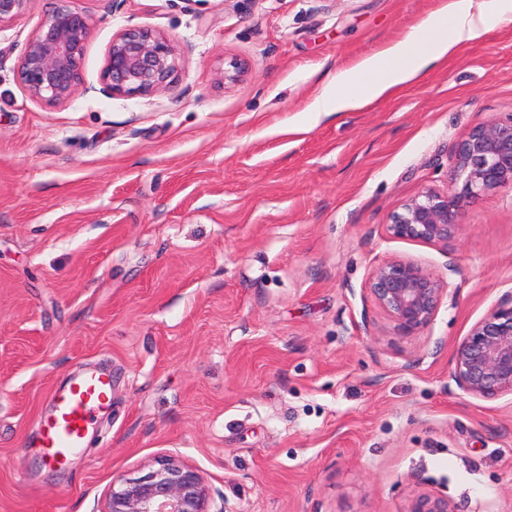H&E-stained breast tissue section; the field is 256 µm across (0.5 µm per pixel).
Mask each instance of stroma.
I'll use <instances>...</instances> for the list:
<instances>
[{
  "mask_svg": "<svg viewBox=\"0 0 512 512\" xmlns=\"http://www.w3.org/2000/svg\"><path fill=\"white\" fill-rule=\"evenodd\" d=\"M443 2L74 0L85 89L52 106L15 73L51 0L0 31V512H102L113 480L164 456L223 512H408L425 492L512 512V397L448 376L512 292V188L468 199L447 247L385 231L451 187L466 133L512 117V24L391 98L311 109ZM129 27L173 42L171 87L102 93ZM394 257L450 283L411 341L365 288ZM88 367L111 373L112 412L51 464L49 393Z\"/></svg>",
  "mask_w": 512,
  "mask_h": 512,
  "instance_id": "obj_1",
  "label": "stroma"
}]
</instances>
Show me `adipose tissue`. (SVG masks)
I'll use <instances>...</instances> for the list:
<instances>
[{
	"label": "adipose tissue",
	"instance_id": "obj_1",
	"mask_svg": "<svg viewBox=\"0 0 512 512\" xmlns=\"http://www.w3.org/2000/svg\"><path fill=\"white\" fill-rule=\"evenodd\" d=\"M512 13V0H446L402 41L340 71L316 98V112H345L389 97L404 84L479 39L492 20Z\"/></svg>",
	"mask_w": 512,
	"mask_h": 512
}]
</instances>
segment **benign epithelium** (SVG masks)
<instances>
[{"label": "benign epithelium", "mask_w": 512, "mask_h": 512, "mask_svg": "<svg viewBox=\"0 0 512 512\" xmlns=\"http://www.w3.org/2000/svg\"><path fill=\"white\" fill-rule=\"evenodd\" d=\"M28 0H0V29L24 10ZM91 36L87 16L54 0L16 64L27 93L59 104L83 90L79 64ZM178 71L176 50L160 32L126 28L112 37L100 75L101 91L112 97L148 96L172 86ZM453 175L463 181L456 193L425 188L393 212L388 235L448 248L462 229L467 197L512 187V117L473 128L456 145ZM449 282L422 264L394 258L374 267L367 279L370 295L407 340L431 326ZM448 375L465 394L479 399L512 395V295L500 301L459 340L448 360ZM211 491L193 465L167 456L143 477L112 486L102 512H212ZM408 512H450L448 499L430 493L416 497Z\"/></svg>", "instance_id": "benign-epithelium-1"}]
</instances>
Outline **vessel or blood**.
<instances>
[{
  "instance_id": "obj_1",
  "label": "vessel or blood",
  "mask_w": 512,
  "mask_h": 512,
  "mask_svg": "<svg viewBox=\"0 0 512 512\" xmlns=\"http://www.w3.org/2000/svg\"><path fill=\"white\" fill-rule=\"evenodd\" d=\"M112 377L85 371L51 392L52 412L42 422L38 446L52 463L83 447L94 417L110 406Z\"/></svg>"
}]
</instances>
